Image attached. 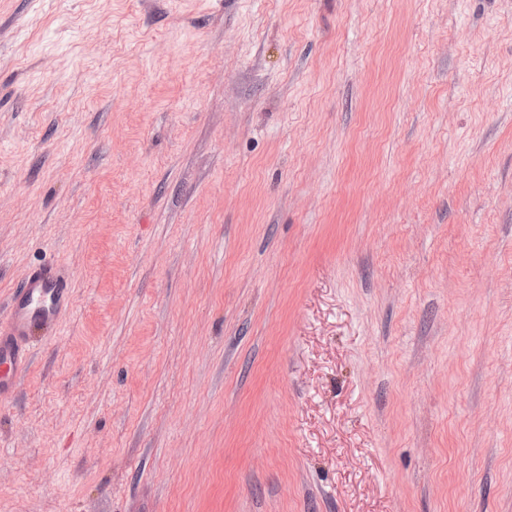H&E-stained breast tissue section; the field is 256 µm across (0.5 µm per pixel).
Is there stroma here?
<instances>
[{
	"instance_id": "35a3bbf8",
	"label": "stroma",
	"mask_w": 512,
	"mask_h": 512,
	"mask_svg": "<svg viewBox=\"0 0 512 512\" xmlns=\"http://www.w3.org/2000/svg\"><path fill=\"white\" fill-rule=\"evenodd\" d=\"M0 512H512V0H0ZM49 296V302L46 296ZM67 280L50 270L33 271L10 300V316L0 320V398L16 390L32 358L34 327L53 329L68 304Z\"/></svg>"
}]
</instances>
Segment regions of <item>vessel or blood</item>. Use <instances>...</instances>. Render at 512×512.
Instances as JSON below:
<instances>
[{
	"label": "vessel or blood",
	"instance_id": "obj_1",
	"mask_svg": "<svg viewBox=\"0 0 512 512\" xmlns=\"http://www.w3.org/2000/svg\"><path fill=\"white\" fill-rule=\"evenodd\" d=\"M67 280L46 269L33 271L10 300V316L0 321V398L16 390L32 358L34 328L53 329L67 305Z\"/></svg>",
	"mask_w": 512,
	"mask_h": 512
}]
</instances>
